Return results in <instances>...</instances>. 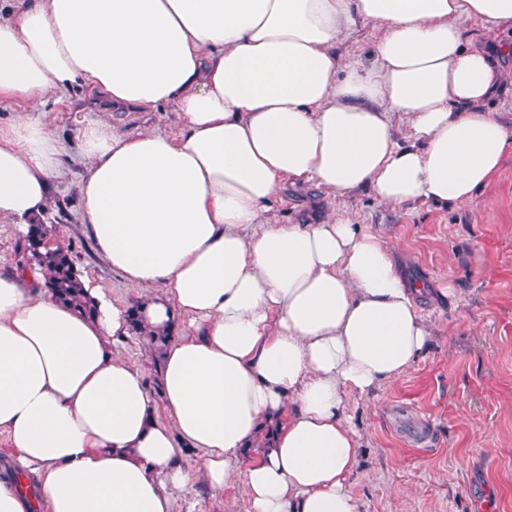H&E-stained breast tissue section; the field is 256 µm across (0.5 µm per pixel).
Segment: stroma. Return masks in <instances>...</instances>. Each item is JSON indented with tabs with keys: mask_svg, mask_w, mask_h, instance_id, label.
Instances as JSON below:
<instances>
[{
	"mask_svg": "<svg viewBox=\"0 0 512 512\" xmlns=\"http://www.w3.org/2000/svg\"><path fill=\"white\" fill-rule=\"evenodd\" d=\"M46 123L60 153L40 222L50 247L68 250L80 279L119 305L139 287L98 253L77 187L86 172L82 141L107 123L121 134L177 135V112L115 107L86 85L33 106L0 99V129L18 118ZM279 223L313 214L349 216L396 246L408 279L446 288L422 306L437 328L430 347L395 381L349 413L362 435L350 490L361 512H512V149L470 203L399 207L362 190L345 199L314 185L286 188L272 202ZM173 512H247L237 488L215 496L203 482L172 493Z\"/></svg>",
	"mask_w": 512,
	"mask_h": 512,
	"instance_id": "35a3bbf8",
	"label": "stroma"
}]
</instances>
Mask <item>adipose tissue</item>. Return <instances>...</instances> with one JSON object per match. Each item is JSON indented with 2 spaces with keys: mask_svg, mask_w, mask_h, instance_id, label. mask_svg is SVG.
Segmentation results:
<instances>
[{
  "mask_svg": "<svg viewBox=\"0 0 512 512\" xmlns=\"http://www.w3.org/2000/svg\"><path fill=\"white\" fill-rule=\"evenodd\" d=\"M360 20L384 26L368 64L337 51ZM472 24L512 25V0H27L0 22V97L84 84L181 123L175 138L94 126L77 187L99 253L167 336L158 393L113 348L126 307L93 287L89 318L39 269L0 273V512H172L195 478L239 486L248 512H360L349 401L428 346L423 288L382 234L281 224L271 202L308 183L394 207L473 201L512 127L479 108L503 73ZM58 154L42 123L0 131V217L45 212Z\"/></svg>",
  "mask_w": 512,
  "mask_h": 512,
  "instance_id": "adipose-tissue-1",
  "label": "adipose tissue"
}]
</instances>
